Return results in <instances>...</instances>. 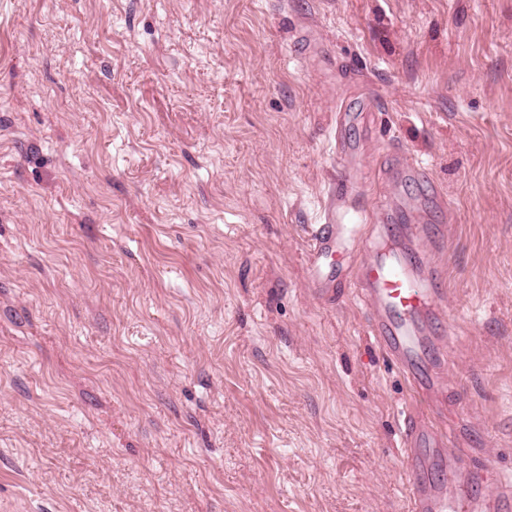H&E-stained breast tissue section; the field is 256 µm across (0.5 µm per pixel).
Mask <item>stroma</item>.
Returning a JSON list of instances; mask_svg holds the SVG:
<instances>
[{
	"mask_svg": "<svg viewBox=\"0 0 512 512\" xmlns=\"http://www.w3.org/2000/svg\"><path fill=\"white\" fill-rule=\"evenodd\" d=\"M331 205L444 276L434 417L512 475V0H0V512H408Z\"/></svg>",
	"mask_w": 512,
	"mask_h": 512,
	"instance_id": "1",
	"label": "stroma"
}]
</instances>
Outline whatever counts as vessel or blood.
Masks as SVG:
<instances>
[{
	"mask_svg": "<svg viewBox=\"0 0 512 512\" xmlns=\"http://www.w3.org/2000/svg\"><path fill=\"white\" fill-rule=\"evenodd\" d=\"M356 235V225L339 223L334 209L325 210L308 240L310 286L321 295L338 282L361 290L374 314L372 335L394 358L414 393L423 401H435L441 383L424 372L428 350L421 323L440 316V285L433 277L417 278L411 256L397 248L377 250L358 274H351L344 256ZM402 446L409 512H512V486L487 465L470 461L466 450L450 448L447 430L424 413L405 414Z\"/></svg>",
	"mask_w": 512,
	"mask_h": 512,
	"instance_id": "b4317fda",
	"label": "vessel or blood"
}]
</instances>
